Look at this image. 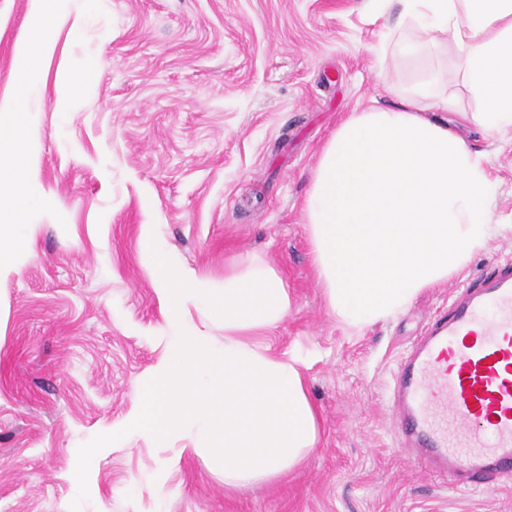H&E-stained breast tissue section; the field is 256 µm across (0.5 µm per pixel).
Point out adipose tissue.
<instances>
[{
	"label": "adipose tissue",
	"instance_id": "adipose-tissue-1",
	"mask_svg": "<svg viewBox=\"0 0 512 512\" xmlns=\"http://www.w3.org/2000/svg\"><path fill=\"white\" fill-rule=\"evenodd\" d=\"M398 3L403 33L394 52L422 74L393 87V106L352 112L338 123L304 206L327 306L353 330L402 313L423 289L447 281L486 248L496 185L484 154L458 127L512 129V0ZM448 43L456 50L458 93L441 88L425 68L429 50ZM53 50L42 37L23 43L13 84L0 96V273L30 247L22 220L38 202L23 179V141L32 78ZM144 245L174 334L168 358L133 389L127 432L160 442L194 433L234 487L278 479L318 439L303 360L271 355L253 341L288 315L281 277L258 263L213 288L170 260L152 235ZM189 305L223 322V343L187 331L182 311Z\"/></svg>",
	"mask_w": 512,
	"mask_h": 512
}]
</instances>
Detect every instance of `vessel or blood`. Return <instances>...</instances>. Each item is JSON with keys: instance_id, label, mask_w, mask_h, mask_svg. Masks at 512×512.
Segmentation results:
<instances>
[{"instance_id": "obj_1", "label": "vessel or blood", "mask_w": 512, "mask_h": 512, "mask_svg": "<svg viewBox=\"0 0 512 512\" xmlns=\"http://www.w3.org/2000/svg\"><path fill=\"white\" fill-rule=\"evenodd\" d=\"M388 404L401 443L451 489L512 473V262L464 286L399 363Z\"/></svg>"}]
</instances>
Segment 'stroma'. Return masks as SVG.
<instances>
[{
	"instance_id": "stroma-1",
	"label": "stroma",
	"mask_w": 512,
	"mask_h": 512,
	"mask_svg": "<svg viewBox=\"0 0 512 512\" xmlns=\"http://www.w3.org/2000/svg\"><path fill=\"white\" fill-rule=\"evenodd\" d=\"M80 30L0 0V93L15 48L55 43L36 75L25 179L47 209L0 274V512H512V475L472 492L401 450L386 397L416 336L463 283L512 257L502 233L446 283L359 331L326 305L303 224L318 153L339 120L391 104L407 82L391 52L393 0H61ZM96 57L71 96L58 73ZM459 132L489 158L495 219L512 225V133ZM212 287L272 264L291 306L259 341L306 359L319 442L268 483L229 487L181 436H119L131 392L165 359L169 315L145 264L143 225ZM96 449L87 459V449ZM81 483H74V471Z\"/></svg>"
}]
</instances>
